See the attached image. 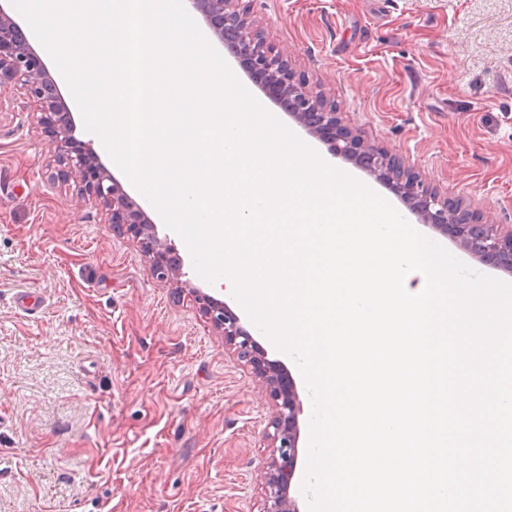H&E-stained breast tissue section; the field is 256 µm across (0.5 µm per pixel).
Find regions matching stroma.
<instances>
[{
    "mask_svg": "<svg viewBox=\"0 0 512 512\" xmlns=\"http://www.w3.org/2000/svg\"><path fill=\"white\" fill-rule=\"evenodd\" d=\"M252 18L345 125L512 224V0H253ZM24 102L0 105V512H264L275 405L193 291L240 303L193 271L160 282L105 206L55 180ZM252 334L298 380L306 512L310 394Z\"/></svg>",
    "mask_w": 512,
    "mask_h": 512,
    "instance_id": "obj_1",
    "label": "stroma"
}]
</instances>
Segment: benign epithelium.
I'll use <instances>...</instances> for the list:
<instances>
[{"label": "benign epithelium", "mask_w": 512, "mask_h": 512, "mask_svg": "<svg viewBox=\"0 0 512 512\" xmlns=\"http://www.w3.org/2000/svg\"><path fill=\"white\" fill-rule=\"evenodd\" d=\"M186 2L234 57L264 75L276 104L309 134L328 138L333 156L352 161L374 176L420 223L452 240L462 251L486 265L512 273V224H496L483 212L441 195L400 156L365 141L361 134L345 126L336 106L312 90L292 68L291 51L271 44L255 28L250 19L252 0ZM0 87L23 90L37 111L57 116L49 119L47 130L56 154V176L74 183L82 198L107 207L113 231L143 241L159 281L184 276L175 249L162 242L157 225L102 162L93 143L75 138L72 111L57 81L22 27L1 6ZM192 293L211 322L224 332V339L235 348L238 357L265 383L275 403L271 427L278 456L272 459L264 476L265 512H300L289 496L298 458L300 403L296 384L279 363L267 359L265 350L226 304L199 288L192 289Z\"/></svg>", "instance_id": "obj_1"}]
</instances>
